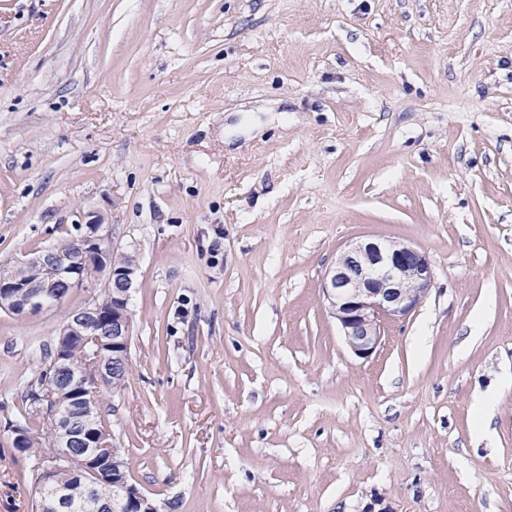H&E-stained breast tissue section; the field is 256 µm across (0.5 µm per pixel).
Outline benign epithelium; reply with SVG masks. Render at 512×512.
<instances>
[{"mask_svg": "<svg viewBox=\"0 0 512 512\" xmlns=\"http://www.w3.org/2000/svg\"><path fill=\"white\" fill-rule=\"evenodd\" d=\"M113 254L110 225L90 215L74 242L19 258L16 266L24 269L23 277L16 276L13 268L0 269V308L18 316L47 311L63 303L72 290L93 283L112 289V307L94 298L66 312L59 336H76L91 344L94 352L77 375L65 357H57L40 395V400L61 407L54 422L66 449L40 462L43 484L38 489L40 494L54 496L59 508L67 507V495L55 485L58 472L75 470L97 477L112 466L111 436L96 427L98 395L129 354L132 317L128 305L138 274L135 256L116 265ZM434 279L432 261L424 250L370 237L340 254L327 273L324 293L347 346L366 359L381 344L386 323L412 313L429 294ZM78 382L82 384L78 405L64 402L60 393ZM79 445L85 448L82 455L69 453ZM112 484L125 512H158L155 501L129 481L126 471L115 470Z\"/></svg>", "mask_w": 512, "mask_h": 512, "instance_id": "obj_1", "label": "benign epithelium"}]
</instances>
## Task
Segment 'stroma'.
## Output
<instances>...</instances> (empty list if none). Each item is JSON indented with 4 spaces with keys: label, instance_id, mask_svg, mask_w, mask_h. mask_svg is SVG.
I'll return each mask as SVG.
<instances>
[{
    "label": "stroma",
    "instance_id": "stroma-1",
    "mask_svg": "<svg viewBox=\"0 0 512 512\" xmlns=\"http://www.w3.org/2000/svg\"><path fill=\"white\" fill-rule=\"evenodd\" d=\"M91 211L139 263L100 410L161 512H512V0H0V265ZM366 236L435 284L360 359L323 280ZM98 293L0 310V512Z\"/></svg>",
    "mask_w": 512,
    "mask_h": 512
}]
</instances>
